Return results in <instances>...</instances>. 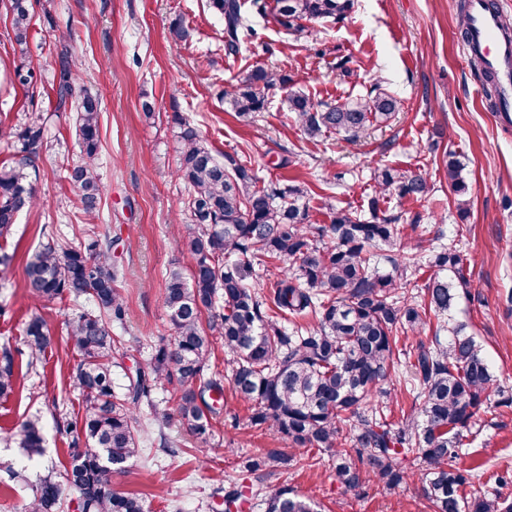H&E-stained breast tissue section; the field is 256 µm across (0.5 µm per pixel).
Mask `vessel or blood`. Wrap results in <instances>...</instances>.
I'll return each mask as SVG.
<instances>
[{
  "instance_id": "obj_1",
  "label": "vessel or blood",
  "mask_w": 512,
  "mask_h": 512,
  "mask_svg": "<svg viewBox=\"0 0 512 512\" xmlns=\"http://www.w3.org/2000/svg\"><path fill=\"white\" fill-rule=\"evenodd\" d=\"M469 49L481 52L485 65L498 81L499 108L502 120L512 119V39L499 35L501 21L498 10L489 0H469Z\"/></svg>"
}]
</instances>
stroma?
<instances>
[{
    "instance_id": "obj_1",
    "label": "stroma",
    "mask_w": 512,
    "mask_h": 512,
    "mask_svg": "<svg viewBox=\"0 0 512 512\" xmlns=\"http://www.w3.org/2000/svg\"><path fill=\"white\" fill-rule=\"evenodd\" d=\"M464 0H355L337 23L317 24L307 41L294 40L272 18H255L254 52L224 51L223 22L207 0H35L26 44L12 39L0 12V129L20 130L26 115L49 118L50 142L35 181L38 206L22 211L6 241L15 258L0 266V346L20 350L33 316L53 337L46 365L21 377L15 394L0 401V483L19 472L30 489L67 467L62 426L78 409L71 373L76 363L70 323L78 311L63 298L37 303L25 288L28 252L48 233L79 244V228L95 221L112 239V262L120 269L117 286L126 307L112 333L122 346L115 359V387L125 393L155 347L170 336L163 304L164 280L172 267L190 272L192 257L182 238L190 226L185 189L175 176L179 118H186L213 150L237 156L262 180L307 189L313 219L329 218L323 197L339 208H366L375 168H411L429 177L428 201L390 199L395 213L425 214L423 230L442 232L445 246L470 262L472 288L449 312L469 326L496 376L488 401L468 434L454 465H481L485 476L512 472V127L501 124L487 97V86L463 53L458 33ZM190 33L174 42L173 23ZM65 46L79 64L80 82L101 100L98 173L103 192L100 212L87 218L77 190L63 177L78 158L73 115L54 109L53 71L42 74L27 93L15 71L29 60L49 57ZM271 66L290 80L268 93L260 121L245 124L224 102V89L248 70ZM401 99L403 108L389 122L371 126L352 143L329 133L315 140L302 135L288 110V93L300 90L313 101L345 104L366 96L372 85ZM151 102L153 117L141 105ZM455 154L465 165L466 212L444 177L443 158ZM228 403L212 419L213 433L199 441L171 421L163 434H150L148 457L129 462L114 487L143 497L148 512H224V489L248 486L246 459L270 449L289 453L287 441L248 424V404L225 393ZM26 416L43 425V454L27 461L11 429ZM180 447L172 457L161 440ZM269 484H286L315 502L320 512H430L420 474L399 487L370 483L359 493L336 481L328 457L309 468L291 464L272 470Z\"/></svg>"
}]
</instances>
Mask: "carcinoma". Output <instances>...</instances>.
Here are the masks:
<instances>
[{
  "instance_id": "obj_1",
  "label": "carcinoma",
  "mask_w": 512,
  "mask_h": 512,
  "mask_svg": "<svg viewBox=\"0 0 512 512\" xmlns=\"http://www.w3.org/2000/svg\"><path fill=\"white\" fill-rule=\"evenodd\" d=\"M30 6V0H0L18 45L27 42ZM252 6L258 15L272 11L275 22L300 41L314 36L310 24L345 18L354 0H274L271 8L265 0H252ZM209 7L224 21L225 51L247 49L255 29L240 0H209ZM58 59L54 111L76 113L80 152L67 178L78 190L83 213L91 216L101 198V103L78 85L68 51ZM286 82L276 71L256 67L224 88V99L240 121L251 123L265 109L266 92ZM288 104L306 138L335 131L352 142L401 108L398 98L377 86L354 104H316L301 91L291 93ZM16 138L18 158L0 166V236L9 233L22 211L39 203L32 174L47 149V117L29 113ZM443 165L462 198L468 190L463 164L449 154ZM176 176L186 190L184 208L196 225L183 241L194 267L188 278L178 267L169 270L164 305L170 340L155 348L130 385L131 395L116 393L112 382V354L121 346L112 335V321L123 319L125 310L109 236L95 224L79 246L53 237L26 259L25 288L34 301L67 295L92 304L71 326L78 349L72 380L79 410L64 426L71 438L69 467L61 481L41 480L28 512H59L66 490L78 494L81 512H145L142 497L114 488V476L144 455V436L155 425L165 426L168 416L156 410L142 421L135 405L149 399L153 387L175 382L181 388L182 424L196 438L207 439L214 408L205 393H223L220 380L207 376L212 336L224 340L232 390L250 404L248 425L303 449L300 460L309 466L318 464L310 450L331 453L336 482L345 490L356 492L372 479L397 487L408 475V459L425 467L423 490L432 512H512V500L483 483L479 471L453 467L472 419L495 385L467 325L448 318L456 298L470 288L464 258L433 247L429 267L434 272L420 294L409 293L424 267L420 254L392 259L389 271H379L377 250L396 245L401 220L381 202L393 194L427 200L428 176L408 168H379L371 176L374 195L368 210L338 209L326 201L330 223L314 224L301 203L306 189L261 182L235 156L205 145L187 123L180 133ZM279 263L287 269L266 282L270 267ZM429 313L437 319L434 341L409 352L405 390L412 405L393 424L387 406L370 400L396 396L391 385L401 383L400 335L420 333ZM52 344L44 320L31 318L24 337L27 363L46 358ZM18 374L13 351L3 347L1 400L14 394ZM13 437L28 457L42 453L39 418L21 421ZM290 461L272 450L262 460H246L243 468L253 473ZM252 494L262 512H318L315 503L286 484L260 482Z\"/></svg>"
}]
</instances>
